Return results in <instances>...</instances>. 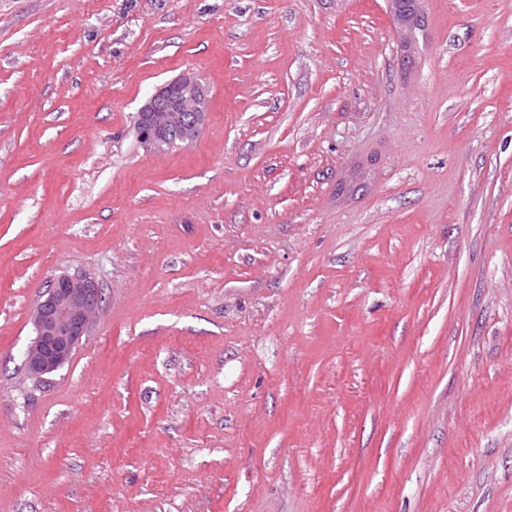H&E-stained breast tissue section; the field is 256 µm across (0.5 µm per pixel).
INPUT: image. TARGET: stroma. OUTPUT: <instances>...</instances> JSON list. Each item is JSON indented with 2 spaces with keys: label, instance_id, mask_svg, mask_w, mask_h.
Masks as SVG:
<instances>
[{
  "label": "stroma",
  "instance_id": "35a3bbf8",
  "mask_svg": "<svg viewBox=\"0 0 512 512\" xmlns=\"http://www.w3.org/2000/svg\"><path fill=\"white\" fill-rule=\"evenodd\" d=\"M389 2L0 0V512H512V0ZM210 88L193 72L185 71L165 82L152 93L136 115L139 142L150 152H164L192 144L204 127L210 112ZM173 128L177 132H168ZM102 293L86 275L61 274L33 308L34 336L23 354L27 375L42 380L69 363L101 309Z\"/></svg>",
  "mask_w": 512,
  "mask_h": 512
}]
</instances>
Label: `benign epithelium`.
<instances>
[{"instance_id":"benign-epithelium-1","label":"benign epithelium","mask_w":512,"mask_h":512,"mask_svg":"<svg viewBox=\"0 0 512 512\" xmlns=\"http://www.w3.org/2000/svg\"><path fill=\"white\" fill-rule=\"evenodd\" d=\"M210 102L209 86L191 71L165 82L137 112V128L150 129L139 134L140 144L150 152L192 144L206 123ZM101 303L100 289L85 275L61 274L49 281L31 314L34 336L22 362L26 374L41 380L68 364Z\"/></svg>"}]
</instances>
